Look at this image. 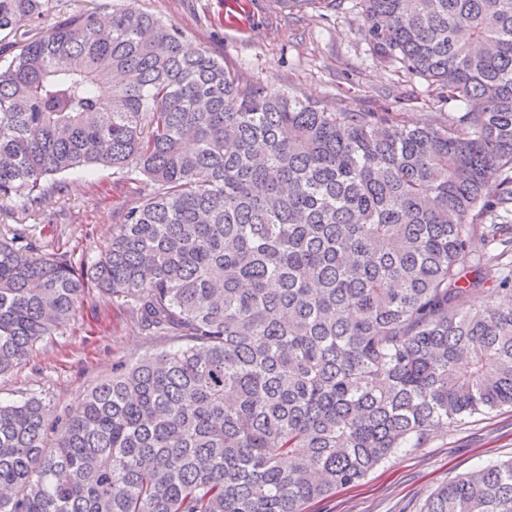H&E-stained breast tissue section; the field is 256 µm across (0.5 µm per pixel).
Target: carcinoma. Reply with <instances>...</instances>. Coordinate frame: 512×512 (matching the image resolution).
<instances>
[{"label":"carcinoma","mask_w":512,"mask_h":512,"mask_svg":"<svg viewBox=\"0 0 512 512\" xmlns=\"http://www.w3.org/2000/svg\"><path fill=\"white\" fill-rule=\"evenodd\" d=\"M54 2L0 0V197L96 165L149 189L86 266L0 233V376L91 286L172 346L75 415L0 403V512H304L512 406V267L469 306L512 214V0H358L381 60L465 105L422 126L243 83L139 0L16 39ZM423 512H512V459ZM506 301H508V298L498 290L495 278L489 276L483 288H480L479 292L470 299L469 305L475 309H484L495 307Z\"/></svg>","instance_id":"carcinoma-1"}]
</instances>
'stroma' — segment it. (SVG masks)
I'll use <instances>...</instances> for the list:
<instances>
[{
  "instance_id": "35a3bbf8",
  "label": "stroma",
  "mask_w": 512,
  "mask_h": 512,
  "mask_svg": "<svg viewBox=\"0 0 512 512\" xmlns=\"http://www.w3.org/2000/svg\"><path fill=\"white\" fill-rule=\"evenodd\" d=\"M140 6L177 27L186 49L213 53L241 81L329 112H401L421 124L446 122L460 109L438 98L423 78L376 61L353 0L334 10L316 4L291 10L275 0H140ZM143 188L107 167L56 175L43 199L0 198V231L25 232L49 248L66 245L88 263L110 241L120 207L136 202ZM167 346L142 336L111 295L89 289L75 320L0 378V402L35 394L59 413H75L117 365ZM510 458L512 407L506 406L397 450L362 482L307 504L305 512H421L449 480Z\"/></svg>"
}]
</instances>
